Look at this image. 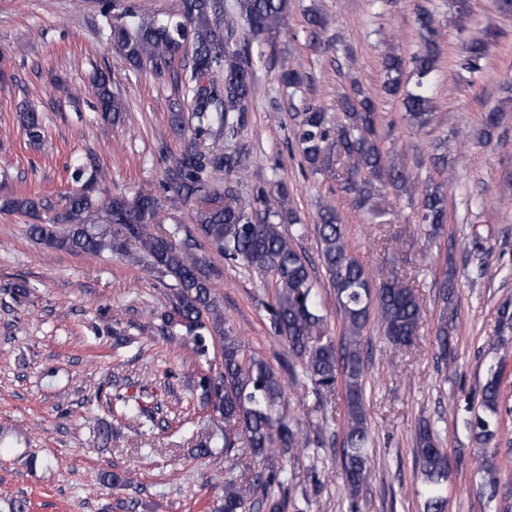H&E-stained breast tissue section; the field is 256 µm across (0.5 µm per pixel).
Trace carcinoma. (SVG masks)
<instances>
[{
    "label": "carcinoma",
    "instance_id": "cac0c4a2",
    "mask_svg": "<svg viewBox=\"0 0 512 512\" xmlns=\"http://www.w3.org/2000/svg\"><path fill=\"white\" fill-rule=\"evenodd\" d=\"M289 0H236L234 11L256 38L271 42L288 18ZM423 43L411 58L414 89L402 99L405 119L413 126L430 122L433 97L430 85L438 70L441 47L435 18L426 11L417 15ZM113 47L133 68H150L158 76L172 67L175 59L187 58V68L176 76L177 89L190 99V115L169 113L170 125L187 132L180 155L165 168L161 198L151 189L133 197L122 194L99 202L94 176L84 177L76 167L72 178L80 187L64 199L63 208L50 224L28 225L29 235L46 248L99 255L135 258L149 274L170 279L171 307L160 315L165 336L185 335L191 352L207 356L209 347H220L219 371L199 377L197 389L204 407L212 410L211 422L224 433V460L244 453L263 462V468L242 477L228 467L224 494L213 512H247V504L262 491L267 512H286L288 497L271 492L288 484L282 457L308 447L300 423L284 403L285 380L269 361L246 353L245 344L224 317L206 260L196 253L197 245L176 241L179 227L167 228L157 221L165 205H192L191 219L197 236L224 259L275 280L276 294L269 307L272 325L288 346L292 376L302 374L319 392L341 390L347 428L342 448L344 494L350 512H358L359 496L371 477L368 452L370 427L365 408L366 376L362 340L371 312H377L386 341L394 346L415 344L423 319L417 293L392 272L375 282L348 250L343 224L332 206L320 212L318 228L320 260L343 319V336L335 344L328 336L325 319L317 302L309 260L300 254L295 241L306 227L288 208V188L280 183L277 202L263 201L259 207L241 199L232 178L245 171L242 154L226 152L217 143L238 136L254 91L249 61L250 43L239 40L234 24L226 20L223 0H182L181 12L163 20L140 19L135 32L115 26L110 34ZM487 44L473 39L466 46L464 69H482ZM384 88L394 95L403 83L407 64L396 52L384 56ZM97 109L105 121H119L127 107L112 90V78L100 74L96 82ZM343 122L329 125L326 113L308 104L298 113L299 143L303 157L314 171L326 170L338 188L359 210L391 188L418 196L421 223L431 234L444 230L448 221V199L444 184L430 182L420 188L403 166L385 150L378 134V112L374 99L358 89L340 97ZM18 123L31 145L44 137L42 119L33 109L18 112ZM224 172V188L210 181L214 172ZM43 202L32 197H14L3 209L35 216ZM106 223H98L100 213ZM288 223L291 229L284 231ZM155 231L147 232L149 226ZM512 338V302L497 310L493 342L505 344ZM434 344L442 360L448 358V324L441 321ZM122 416L138 428L152 416L138 404L117 397ZM501 403L498 372L487 377L481 390L482 414L476 416L472 438L485 447L496 436L495 420ZM416 457L422 479L423 512H447L448 452L430 424L417 432Z\"/></svg>",
    "mask_w": 512,
    "mask_h": 512
}]
</instances>
